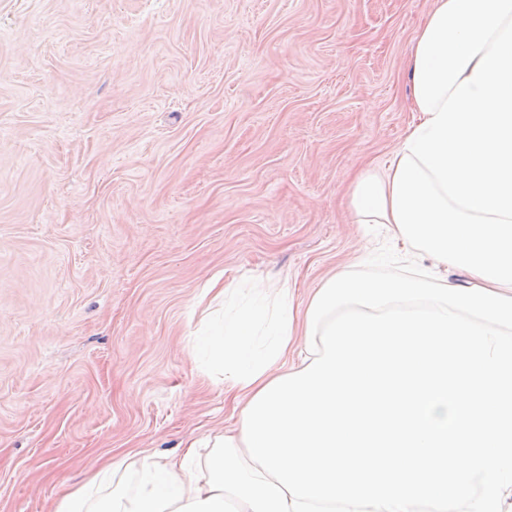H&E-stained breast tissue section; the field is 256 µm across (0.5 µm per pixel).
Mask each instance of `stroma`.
<instances>
[{"mask_svg": "<svg viewBox=\"0 0 512 512\" xmlns=\"http://www.w3.org/2000/svg\"><path fill=\"white\" fill-rule=\"evenodd\" d=\"M434 0H0V512L232 429L216 273L298 297L382 242L356 175L415 122Z\"/></svg>", "mask_w": 512, "mask_h": 512, "instance_id": "35a3bbf8", "label": "stroma"}]
</instances>
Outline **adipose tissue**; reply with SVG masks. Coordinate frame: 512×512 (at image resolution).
Listing matches in <instances>:
<instances>
[{
    "label": "adipose tissue",
    "mask_w": 512,
    "mask_h": 512,
    "mask_svg": "<svg viewBox=\"0 0 512 512\" xmlns=\"http://www.w3.org/2000/svg\"><path fill=\"white\" fill-rule=\"evenodd\" d=\"M418 114L388 164L352 190L356 223L381 224L459 276L512 297V0H435L409 60ZM203 297L220 312L192 338L203 370L251 401L307 368L308 304L288 280L249 292L223 273ZM292 496L253 462L241 428L208 435L165 459L139 451L97 465L52 512H293Z\"/></svg>",
    "instance_id": "1"
}]
</instances>
